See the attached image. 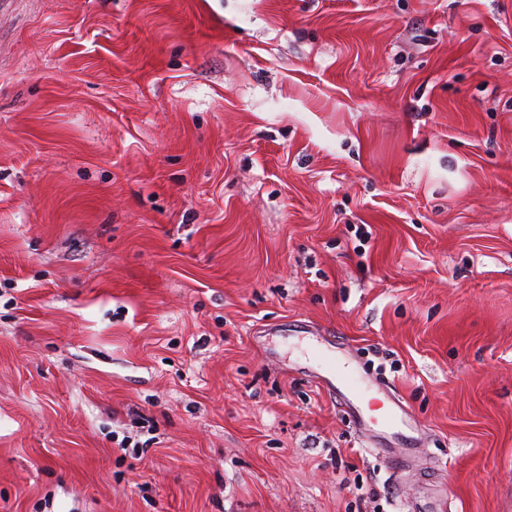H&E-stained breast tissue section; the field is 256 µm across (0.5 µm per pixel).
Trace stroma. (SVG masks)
<instances>
[{"mask_svg":"<svg viewBox=\"0 0 512 512\" xmlns=\"http://www.w3.org/2000/svg\"><path fill=\"white\" fill-rule=\"evenodd\" d=\"M408 500L512 512V0H12L0 512ZM328 346L319 344L317 351L318 369L312 371L315 374V382L323 390L328 392L330 395H337L340 399V405L345 408L353 418H355L359 427L363 431V437L369 445H376L372 443L369 432H374L375 426H380L386 429H406L411 433H418V429L409 421L404 408L400 401L392 394H390L386 388H378L375 394L379 396L378 400L384 406V412L379 416H369L366 414L363 405L362 390H369L370 386L367 385L365 388L363 378H357L354 374L346 370V367L341 368L338 360L336 359V347L335 350L327 343ZM356 393L358 396L357 400L350 399L342 389Z\"/></svg>","mask_w":512,"mask_h":512,"instance_id":"stroma-1","label":"stroma"}]
</instances>
